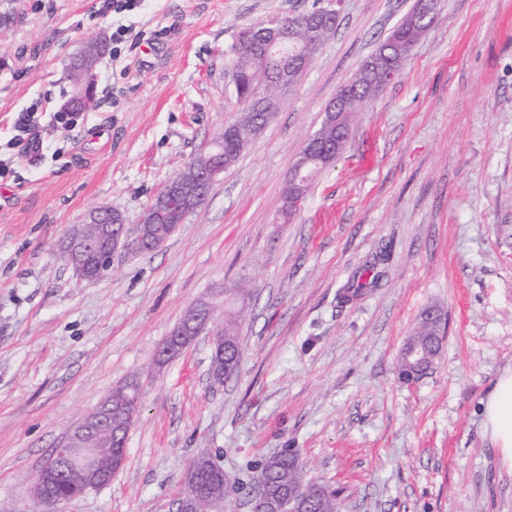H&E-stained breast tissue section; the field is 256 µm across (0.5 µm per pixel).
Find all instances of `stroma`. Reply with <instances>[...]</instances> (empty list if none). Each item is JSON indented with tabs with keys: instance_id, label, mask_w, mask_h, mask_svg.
Listing matches in <instances>:
<instances>
[{
	"instance_id": "obj_1",
	"label": "stroma",
	"mask_w": 512,
	"mask_h": 512,
	"mask_svg": "<svg viewBox=\"0 0 512 512\" xmlns=\"http://www.w3.org/2000/svg\"><path fill=\"white\" fill-rule=\"evenodd\" d=\"M314 0H0V142L17 112L67 109L70 66L121 24L152 34L104 54L96 110L50 127L37 164L0 177V512H34L29 479L113 388L140 380L126 457L65 512H175L191 461L231 480L292 448L339 512H512V463L481 424L512 366V0H441L425 40L357 113L291 215L290 173L325 109L415 0H343L336 35L206 203L153 252H118L77 284L59 252L96 207L138 224L157 190L235 119L237 32ZM380 258L376 287L343 302ZM250 297L223 386L199 336L163 366L185 310ZM444 315L432 370L403 383L425 307Z\"/></svg>"
}]
</instances>
